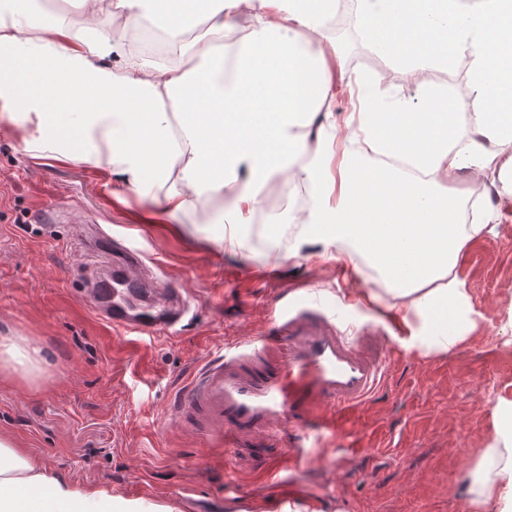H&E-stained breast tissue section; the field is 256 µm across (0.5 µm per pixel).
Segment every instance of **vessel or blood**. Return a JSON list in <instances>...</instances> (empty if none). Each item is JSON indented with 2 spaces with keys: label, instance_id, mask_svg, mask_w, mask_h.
Wrapping results in <instances>:
<instances>
[{
  "label": "vessel or blood",
  "instance_id": "1",
  "mask_svg": "<svg viewBox=\"0 0 512 512\" xmlns=\"http://www.w3.org/2000/svg\"><path fill=\"white\" fill-rule=\"evenodd\" d=\"M111 281H96L87 306L113 329L174 334L187 312L178 288L140 274V250L120 247ZM386 355L366 349L360 336L340 328L315 292L280 295L268 334L224 343L223 354L202 362L179 388L176 418L202 433L224 434L226 455L248 461L254 447L287 438L281 462L301 460L310 438L331 440L342 457L361 453L357 428L385 376ZM277 512H293L307 489L270 470Z\"/></svg>",
  "mask_w": 512,
  "mask_h": 512
}]
</instances>
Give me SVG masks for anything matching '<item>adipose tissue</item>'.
Returning <instances> with one entry per match:
<instances>
[{
	"label": "adipose tissue",
	"mask_w": 512,
	"mask_h": 512,
	"mask_svg": "<svg viewBox=\"0 0 512 512\" xmlns=\"http://www.w3.org/2000/svg\"><path fill=\"white\" fill-rule=\"evenodd\" d=\"M73 25L42 0H0V120L30 157L107 175L118 202L150 201L149 221L193 214L233 189L207 240L235 253L271 183L304 185L311 204L288 254L314 249L352 280L371 261L384 283L365 301L406 350L458 349L478 327L457 272L464 245L495 234L512 205V0H358L362 35L412 93L379 94L378 78L344 68L327 39L338 0H73ZM122 19L149 21L173 49L163 63L114 40ZM469 59L470 93L452 97L425 74ZM358 111L335 112L336 89ZM355 143L336 155L338 136ZM420 170L410 179L377 164ZM498 173L497 205L460 221L448 191L462 174ZM474 503L512 512V460L478 478ZM0 512H166L79 486L0 436Z\"/></svg>",
	"instance_id": "ef3b65f1"
}]
</instances>
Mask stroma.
I'll use <instances>...</instances> for the list:
<instances>
[{"label":"stroma","instance_id":"stroma-1","mask_svg":"<svg viewBox=\"0 0 512 512\" xmlns=\"http://www.w3.org/2000/svg\"><path fill=\"white\" fill-rule=\"evenodd\" d=\"M357 4L329 27L344 63L382 76L379 90L411 92L410 79L361 40ZM101 176L71 164H46L22 152L0 125V339L40 350L36 380L0 379V435L33 461L82 486H106L170 507L227 512L225 484L252 498L250 512H271L266 470L275 459L225 457L214 437L178 424L173 397L195 367L227 338L270 327L283 290L317 288L340 320L368 326L390 347L385 382L365 409L369 449L336 463L316 448L290 477L318 494L317 512H497L471 505L475 478L491 443L492 399L512 400V220L495 236L467 242L458 273L480 326L457 350L430 356L406 351L389 322L349 294L371 289L318 258L287 257L298 225L272 213L243 232V252L229 254L178 224H141L146 203L112 204ZM56 221L41 220L43 211ZM130 238L191 301L189 319L171 337L122 334L85 306L86 254L96 237Z\"/></svg>","mask_w":512,"mask_h":512}]
</instances>
